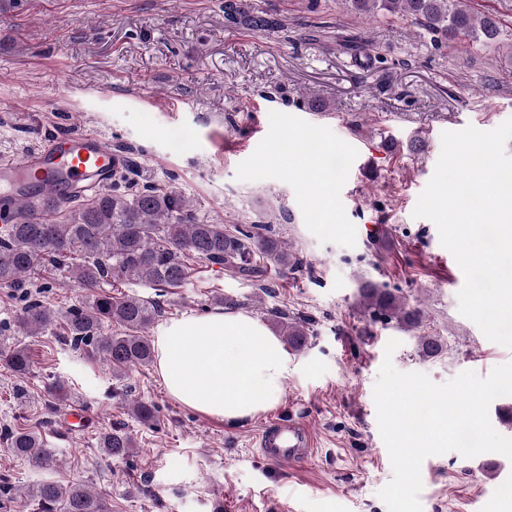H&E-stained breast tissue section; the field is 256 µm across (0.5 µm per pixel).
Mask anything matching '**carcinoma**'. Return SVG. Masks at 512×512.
<instances>
[{
    "mask_svg": "<svg viewBox=\"0 0 512 512\" xmlns=\"http://www.w3.org/2000/svg\"><path fill=\"white\" fill-rule=\"evenodd\" d=\"M341 4L366 22L381 16L404 18L451 47L488 45L501 35L498 19L474 11L470 0H341ZM114 150L125 156V163L112 188L75 196L49 208L42 218L4 225L0 287L20 292L19 322L29 335L37 336L51 327L61 330L57 335L61 343L102 360L120 381L154 361L148 330L160 317L159 301L98 293L61 311L28 291L26 278L51 266L65 269L69 281L90 291L104 282L132 278L167 292L191 277L193 264L205 262L220 266L231 277L249 279L263 291L267 264L286 276L301 268L303 261L266 224L230 231L222 219L199 218L174 181L139 183L126 149L116 145ZM358 297L368 317L394 319L407 331L422 327L424 311L408 306L389 288L363 281ZM273 327L295 351L308 343L310 328L304 317L281 312ZM417 341L424 357L433 358L443 351L438 336H419ZM0 367L20 378L26 376L32 368L27 347L0 348ZM132 413L144 424L157 420L155 406L142 400L134 402ZM0 443L15 458L38 467L52 457L43 435L27 428H1ZM98 448L111 459L125 460L133 455L136 442L126 428L115 426L100 434ZM12 490L8 482L0 483L1 494L33 505L34 512H112L104 495L79 485L45 480L24 494L14 495Z\"/></svg>",
    "mask_w": 512,
    "mask_h": 512,
    "instance_id": "cac0c4a2",
    "label": "carcinoma"
}]
</instances>
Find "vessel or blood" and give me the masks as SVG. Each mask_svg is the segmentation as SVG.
Returning a JSON list of instances; mask_svg holds the SVG:
<instances>
[{
	"mask_svg": "<svg viewBox=\"0 0 512 512\" xmlns=\"http://www.w3.org/2000/svg\"><path fill=\"white\" fill-rule=\"evenodd\" d=\"M119 158L105 138L94 132L58 135L22 160L0 159V198L14 208L28 207L41 216L46 203L66 202L71 191L111 185ZM257 451L270 466L312 462L318 453L310 425L301 419L278 418L259 433Z\"/></svg>",
	"mask_w": 512,
	"mask_h": 512,
	"instance_id": "vessel-or-blood-1",
	"label": "vessel or blood"
}]
</instances>
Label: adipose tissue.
Masks as SVG:
<instances>
[{
	"label": "adipose tissue",
	"mask_w": 512,
	"mask_h": 512,
	"mask_svg": "<svg viewBox=\"0 0 512 512\" xmlns=\"http://www.w3.org/2000/svg\"><path fill=\"white\" fill-rule=\"evenodd\" d=\"M167 394L236 425L276 407L297 365L258 319L221 309L166 322L154 338Z\"/></svg>",
	"instance_id": "adipose-tissue-1"
}]
</instances>
